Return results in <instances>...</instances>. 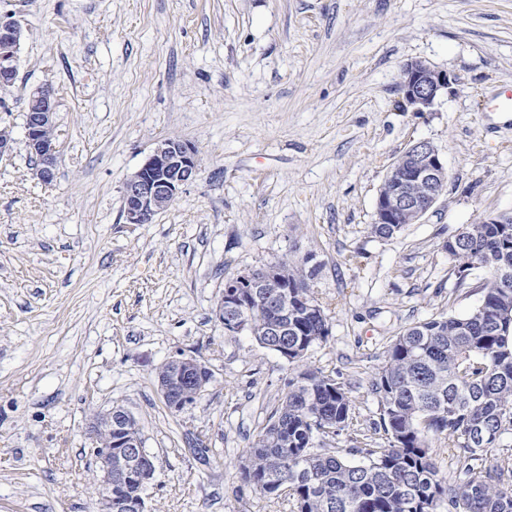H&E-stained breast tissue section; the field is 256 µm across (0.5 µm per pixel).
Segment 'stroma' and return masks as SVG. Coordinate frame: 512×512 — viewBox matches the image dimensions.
<instances>
[{"label": "stroma", "instance_id": "obj_1", "mask_svg": "<svg viewBox=\"0 0 512 512\" xmlns=\"http://www.w3.org/2000/svg\"><path fill=\"white\" fill-rule=\"evenodd\" d=\"M22 32L0 89V512H96L87 427L119 405L156 471L149 512H290L236 465L294 376L249 333H225L227 279L293 253L330 327L304 363L341 382L364 428L390 340L483 300L449 237L512 212V0H0ZM424 60L449 85L424 111L400 91ZM55 99L57 161L38 179L30 96ZM201 168L149 223L123 186L161 141ZM440 151L447 186L421 223L371 236L391 163ZM184 355L212 381L181 411L156 373Z\"/></svg>", "mask_w": 512, "mask_h": 512}]
</instances>
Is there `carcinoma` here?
<instances>
[{"mask_svg": "<svg viewBox=\"0 0 512 512\" xmlns=\"http://www.w3.org/2000/svg\"><path fill=\"white\" fill-rule=\"evenodd\" d=\"M448 257L457 269L487 270L482 304L464 317L416 322L389 343L371 381L383 444L355 423L339 382L302 367L329 336L310 285L315 270L290 254L279 262L281 279L246 294L243 330L268 349L288 341L297 372L238 460L243 483L287 500L292 512H512V454L487 467V443L478 440L512 447V223L466 226L448 238ZM292 281L301 287L283 288ZM275 327L288 336L269 335ZM343 433L349 447L333 446ZM440 438L456 464L451 481L438 477L433 460Z\"/></svg>", "mask_w": 512, "mask_h": 512, "instance_id": "1", "label": "carcinoma"}]
</instances>
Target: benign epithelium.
<instances>
[{
  "label": "benign epithelium",
  "instance_id": "benign-epithelium-1",
  "mask_svg": "<svg viewBox=\"0 0 512 512\" xmlns=\"http://www.w3.org/2000/svg\"><path fill=\"white\" fill-rule=\"evenodd\" d=\"M20 28L8 17L0 18V87L10 85L15 76L14 59L19 46ZM448 74L423 60L406 64L401 90L405 101L416 111L431 107L448 87ZM37 97L42 106L30 112L26 121V140L40 164L38 176L49 182L56 160L55 102L49 90ZM201 167L198 149L180 139L162 141L141 167L124 184L125 219L129 224H146L160 210L170 206L182 188L192 181ZM448 171L438 149L428 141L410 146L391 164L381 186L374 211L376 224H418L444 192ZM281 276L278 264L263 267L261 274L250 270L233 279L215 309L220 323L232 328L240 325L245 304L239 288H260L266 281ZM170 376L157 377L158 389L174 411L196 402L211 381L205 364L193 357H174L168 361ZM88 429L94 439L92 454L96 463L95 493L108 512H146L145 491L154 476L155 464L142 445L135 418L123 407L95 414ZM132 482L141 494L130 499H112V478Z\"/></svg>",
  "mask_w": 512,
  "mask_h": 512
}]
</instances>
